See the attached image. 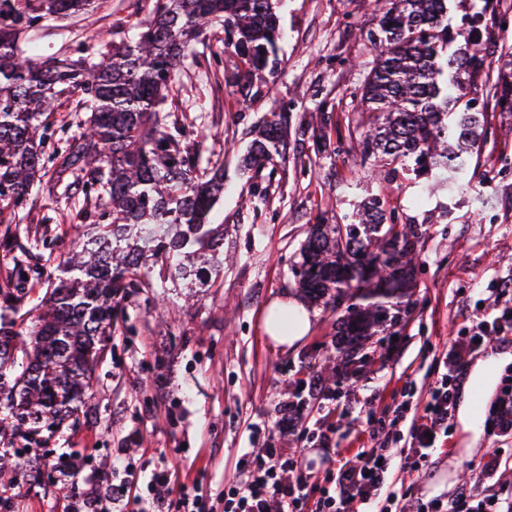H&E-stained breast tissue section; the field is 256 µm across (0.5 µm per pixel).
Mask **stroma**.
Wrapping results in <instances>:
<instances>
[{"mask_svg":"<svg viewBox=\"0 0 512 512\" xmlns=\"http://www.w3.org/2000/svg\"><path fill=\"white\" fill-rule=\"evenodd\" d=\"M154 0H99L93 13L47 22L29 34L27 54L77 64L99 60L113 43H134ZM283 37L273 71L248 75L224 45L221 29L196 41L184 59L162 109L185 128L183 143L196 151L202 170H222L224 197L210 221L224 228V251L233 262L185 304L184 288L158 280L159 263L147 258L151 287L125 304L126 317L112 335V350L97 367L77 426L62 425L39 458L19 459L16 472L0 476L11 486L8 512H70L52 468L68 453L87 461L93 475L112 473L115 449L134 459L164 458L182 474L199 478L215 495L237 480L236 463L247 448H284L302 454L309 471L324 472L342 457L323 447L314 418L324 408L322 390L352 407L378 393L408 388L425 393L435 380L434 356L464 329L462 315L475 303L492 308V287L512 274V113L491 112L495 135L480 150L479 176L455 198L430 195L399 174L369 181L359 142L369 122L358 103L376 59L373 0H280ZM85 95L60 94L49 118L45 155L78 139ZM287 111L288 147L261 178L243 174L240 159L248 131L266 114ZM331 118L325 129L310 114ZM385 197L396 223L417 235L418 259L402 303H388V322L377 327L361 352L360 374L337 376L324 368L336 354V322L342 309L307 305L311 329L283 347L267 336L263 317L278 299H300L294 269L309 228L340 223L355 201ZM98 215L99 200L85 195L79 178L35 181L23 206L0 224V288L20 270L38 265L16 310L0 319L30 327L59 272L69 238L61 227L75 210ZM512 389V363L478 402L484 427L464 432L448 421L422 471L394 472L408 494L392 512H417L433 500L448 501L470 480V462L497 448L500 467L492 491L512 497V438H496L493 406ZM298 402L289 412L288 402Z\"/></svg>","mask_w":512,"mask_h":512,"instance_id":"35a3bbf8","label":"stroma"}]
</instances>
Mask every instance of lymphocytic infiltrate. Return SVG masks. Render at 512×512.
<instances>
[{
	"mask_svg": "<svg viewBox=\"0 0 512 512\" xmlns=\"http://www.w3.org/2000/svg\"><path fill=\"white\" fill-rule=\"evenodd\" d=\"M512 334V298L501 301L492 320H480L453 337L448 350L436 360L437 378L425 396L403 394L401 400L382 407L365 403L357 413L366 445L340 460L332 477L319 479L308 473L302 457L281 448H252L242 454L239 479L212 498L197 483L182 481L168 460L135 465L118 458L113 471L125 479L113 483L109 494L88 498L91 512H389L399 488L394 469L418 471L438 437L448 431L463 373V357L477 351L479 342ZM409 423L407 447L394 453L390 432ZM500 466L497 452H488L475 467V477L442 512H512V503L490 492L488 478Z\"/></svg>",
	"mask_w": 512,
	"mask_h": 512,
	"instance_id": "lymphocytic-infiltrate-1",
	"label": "lymphocytic infiltrate"
}]
</instances>
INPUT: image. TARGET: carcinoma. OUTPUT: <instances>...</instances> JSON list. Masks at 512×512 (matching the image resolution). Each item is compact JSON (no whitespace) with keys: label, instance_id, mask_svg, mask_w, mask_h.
Returning a JSON list of instances; mask_svg holds the SVG:
<instances>
[{"label":"carcinoma","instance_id":"obj_1","mask_svg":"<svg viewBox=\"0 0 512 512\" xmlns=\"http://www.w3.org/2000/svg\"><path fill=\"white\" fill-rule=\"evenodd\" d=\"M377 47L362 87L360 110L378 116L360 141L367 159L399 165L426 179L430 194L467 190L471 162L490 135L484 113L512 112V74L494 73L486 53L504 0L448 23V0H375ZM97 8L96 0H0V210L23 205L45 169L46 120L65 86L91 98L82 139L51 158L55 173H80L83 191L103 201L100 222L76 235L60 259L63 276L42 304L30 332L0 324V440L24 446L0 453L38 455L50 434L78 411L108 351L125 302L150 287L146 254L160 259L161 279L194 288L224 266V238L210 214L224 194V174L198 173L184 131L161 111L191 44L207 26L224 30L251 71L273 69L280 35L275 0H158L134 45L112 44L96 62L73 68L25 54L21 44L43 21ZM242 169L258 176L288 137L272 118L252 130ZM298 287L325 304L339 294H401L415 259L414 234L388 223L371 195L353 204L352 221L316 224L308 232ZM25 277L0 290L11 307ZM381 304L351 303L338 320L340 360L352 361L379 322ZM23 357H17V352Z\"/></svg>","mask_w":512,"mask_h":512}]
</instances>
